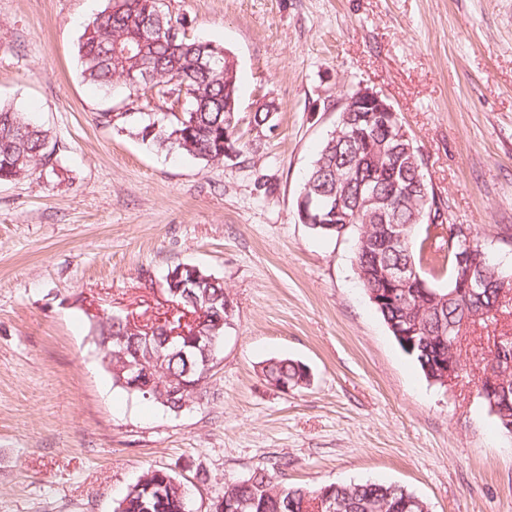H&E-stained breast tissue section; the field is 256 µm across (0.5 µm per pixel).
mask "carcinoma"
Returning a JSON list of instances; mask_svg holds the SVG:
<instances>
[{"label": "carcinoma", "mask_w": 512, "mask_h": 512, "mask_svg": "<svg viewBox=\"0 0 512 512\" xmlns=\"http://www.w3.org/2000/svg\"><path fill=\"white\" fill-rule=\"evenodd\" d=\"M162 28L179 31L178 38L157 37L142 40L143 31ZM148 57L155 63L158 78L148 86H125L136 99H157L167 105L168 112L157 118H143L137 135L160 148L176 150L194 159L207 162L224 161V150L233 149L231 142L235 125L230 113L224 111L226 101L239 102L238 68L227 61L224 49L207 41L192 40L186 35L184 22L165 10L164 0H109L108 6L89 23L80 38L78 63L80 76L88 84L112 91L114 82H125L124 76L136 70L138 58ZM218 61V65L206 63ZM185 103L179 112L174 105L179 98ZM374 143H386L397 150L396 161L405 174L404 187L411 192L403 197H391L392 183L379 179L382 196L393 198L391 212L394 223L401 226L409 238L416 228L432 223L448 230L440 240L452 243L453 250L439 248L429 261L433 269L448 271V287L430 286L404 288L388 303L375 305L390 333L395 328L409 327L415 322L419 332L415 342L402 351L411 357L426 379L436 382V374L427 366L443 369L454 365L459 376L468 374V364L458 360L452 350L451 338L456 335L453 325L467 318L475 325L507 311L506 303L512 297L499 294V289L488 285L476 293H458L460 271L455 252L466 248V236L454 234L455 225L447 223L446 205L434 191L424 198L412 191L415 176L423 174V155L414 142L407 153L402 143L391 137V132L373 112H345L338 109L336 125L312 161L305 183L311 184V195L317 210L331 200L336 191V176L350 175L346 195L350 206L342 223L359 227L353 244V261L362 269L361 279L365 293L378 292L384 287L387 269L398 264L416 263L412 243L392 249L385 243L381 217L357 216L354 212L356 189L360 180L377 174L374 156L367 152L364 138ZM235 150V149H233ZM59 143L51 132L33 122L27 113L11 106H0V182H10L36 175L43 177L56 173ZM242 156L241 150H235ZM188 296L205 310L202 330L224 338V329L232 315L226 311L227 294L224 282L198 273ZM166 326L152 328L150 337L144 332L128 328L126 318L112 315L95 326V343L114 350L123 349L127 359L140 357L147 362L161 360L158 378H176L184 381V391L170 396L167 391L153 390L151 398L170 411L208 395V372L205 359L192 353L188 357L171 354L164 347ZM503 358L500 370L494 372L496 383L488 384L486 373L489 358ZM512 339H505L482 357L477 376L478 396L492 413L504 433L509 429L503 418L512 420ZM265 379L287 387L306 383V368L288 358H273L262 368ZM330 501L334 512H429L425 501L404 488L377 482L358 484H330L320 487L288 485L275 480L267 469L254 470L248 477L230 479L224 487V512H328L319 509L320 503ZM186 492L180 481L164 468L145 471L118 501L117 512H186Z\"/></svg>", "instance_id": "carcinoma-1"}]
</instances>
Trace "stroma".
I'll return each mask as SVG.
<instances>
[{"label": "stroma", "mask_w": 512, "mask_h": 512, "mask_svg": "<svg viewBox=\"0 0 512 512\" xmlns=\"http://www.w3.org/2000/svg\"><path fill=\"white\" fill-rule=\"evenodd\" d=\"M188 37L238 61L234 135L206 163L142 141L123 86L84 83L77 46L107 0H0V104L60 142L56 175L0 183V512H113L166 468L192 512L226 479L405 487L430 512H512V436L472 379L448 391L398 346L355 273L353 236L297 212L345 89L379 92L419 146L453 224L512 267V0H165ZM278 110L252 132L259 103ZM115 113L109 125L102 112ZM198 267L232 303L207 398L180 412L113 386L93 340L119 313L170 320L168 270ZM512 319L471 329V370ZM271 358L308 385L267 382ZM262 373L268 382H272L271 384L283 391L288 390V387H302L306 384V368L288 358L268 360L262 368Z\"/></svg>", "instance_id": "1"}]
</instances>
